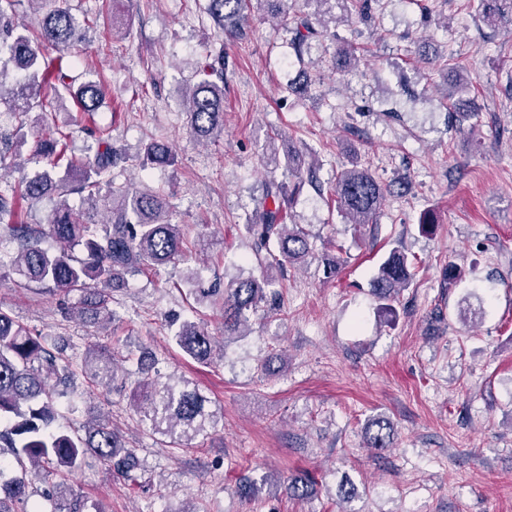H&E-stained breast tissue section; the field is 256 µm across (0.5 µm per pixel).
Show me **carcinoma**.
I'll return each instance as SVG.
<instances>
[{
  "label": "carcinoma",
  "instance_id": "cac0c4a2",
  "mask_svg": "<svg viewBox=\"0 0 512 512\" xmlns=\"http://www.w3.org/2000/svg\"><path fill=\"white\" fill-rule=\"evenodd\" d=\"M16 2L0 0V29L6 28L0 37V100L8 94L14 111L24 116L49 85L66 90L81 112L94 114L105 99L101 82H78V76L69 74L75 69L72 64H60L53 72L42 67L48 49L57 51L60 61L71 54L80 40L76 17L68 8L55 7L46 12L40 30L32 34L26 28L9 26V13ZM255 3L264 5L265 14L278 24L288 26L287 0H209L207 13L218 27L240 37ZM478 10L488 27L512 32V0H478ZM291 21L292 44L300 55L318 30L306 17ZM354 61L348 43L339 42L336 69L349 68ZM202 71L207 77L192 86L186 100L188 123L197 140L216 141L224 136V57L202 63ZM94 137V153L80 160L66 156L65 134L37 145L43 171L31 179L21 177L11 194L0 193V243L17 246L8 264L17 287L35 286L61 295V309L99 327L113 320L110 304L118 283L132 273L185 261L188 247L181 225L172 221L168 196L134 184L114 185L112 167L121 160V153L112 145L108 130L98 128ZM174 163L175 155L167 144L152 142L142 166ZM267 164L284 166L289 181L266 184L260 206L245 225L261 276L240 273L226 283L206 285L197 271L188 275L196 284L197 303L224 311L226 337L247 323V313L265 305L267 288L273 282L271 271L281 273L285 266L292 267L314 254L310 232L300 224L284 223L286 208L304 186L299 152L290 147L282 160L272 153ZM75 190L86 194L92 205H102L108 219H85L75 212L67 202ZM17 192L31 201L57 196L58 205L47 224L8 220ZM385 192L368 170L355 165L344 169L335 187L338 209L355 229L377 222ZM45 238L52 239L55 247H43ZM413 268L414 262L402 248H392L371 280L372 291L381 301L394 299L410 286ZM173 339L184 355L197 363L211 365L224 360V345L202 323H182ZM78 372L105 394L113 390L117 379L111 357L89 349L78 365L54 340L20 325L0 306V444L11 455L9 460L0 459V512H39L37 506L29 505V465L39 470L42 482L49 486L51 512H84L64 476L92 458L114 475L137 482L141 462L136 449L125 447L112 426L98 423L82 434L54 426L60 417L55 397L74 393ZM130 397L152 432L168 437L173 444L205 437L216 423L217 412L210 398L182 377L170 375L161 382L142 376L133 381ZM365 434L372 448H389L394 441L392 426L383 418L371 420ZM14 464L19 471L3 479Z\"/></svg>",
  "mask_w": 512,
  "mask_h": 512
}]
</instances>
